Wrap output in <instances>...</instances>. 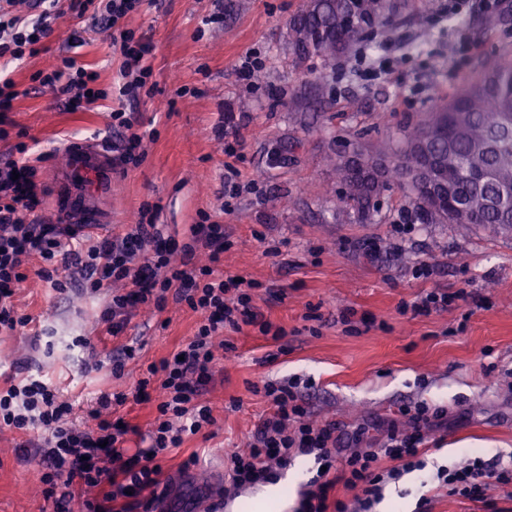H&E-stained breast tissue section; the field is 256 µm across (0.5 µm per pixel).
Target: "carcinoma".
Wrapping results in <instances>:
<instances>
[{"label": "carcinoma", "instance_id": "1", "mask_svg": "<svg viewBox=\"0 0 512 512\" xmlns=\"http://www.w3.org/2000/svg\"><path fill=\"white\" fill-rule=\"evenodd\" d=\"M393 11L386 0H306L289 22L295 62H320L313 77L314 92H329L336 60L359 44L391 29ZM365 154L393 158L379 177L359 175L345 155L332 159L343 186L340 200L367 216L374 201L390 183L405 181L427 224H477L512 232V56L487 63L481 72L451 95L434 101L419 121L404 130L402 145L387 143ZM431 165V189L449 186L454 205L438 210L429 190L407 180Z\"/></svg>", "mask_w": 512, "mask_h": 512}]
</instances>
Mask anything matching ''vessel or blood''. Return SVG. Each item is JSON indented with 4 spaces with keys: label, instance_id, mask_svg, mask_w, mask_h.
<instances>
[{
    "label": "vessel or blood",
    "instance_id": "b4317fda",
    "mask_svg": "<svg viewBox=\"0 0 512 512\" xmlns=\"http://www.w3.org/2000/svg\"><path fill=\"white\" fill-rule=\"evenodd\" d=\"M56 181L61 189L57 212L80 232L96 234L112 224L102 202L112 193V156L97 145L69 149Z\"/></svg>",
    "mask_w": 512,
    "mask_h": 512
}]
</instances>
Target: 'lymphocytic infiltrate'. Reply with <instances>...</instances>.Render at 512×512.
I'll return each instance as SVG.
<instances>
[{
    "label": "lymphocytic infiltrate",
    "mask_w": 512,
    "mask_h": 512,
    "mask_svg": "<svg viewBox=\"0 0 512 512\" xmlns=\"http://www.w3.org/2000/svg\"><path fill=\"white\" fill-rule=\"evenodd\" d=\"M140 3L38 0L40 12L33 20L0 11V57L25 62L37 54L39 42L48 35L50 18L64 10L79 16L89 12L111 30L112 46L121 58L120 78L109 95L120 103L136 100L153 76L144 63L150 47L123 28L122 22ZM34 79L41 86L55 88L70 111L94 108L107 95L97 87V72L69 56L37 71ZM109 117L112 130L122 139L112 157L113 169L142 161L145 134L134 114L120 106ZM15 151L16 158L0 165V329L14 331L31 323L30 315L18 313L15 295L27 278V266L34 262L39 265L38 276L56 292H66L68 285L77 282L87 292L107 293L103 320L111 335L122 331L137 307L161 310L171 300L198 313L200 322L196 333L179 347L177 357L149 366L147 377L138 380L130 397L137 402L154 395L159 398L158 414L145 431L149 439L145 451L126 456L127 435L142 431L101 416L102 410L123 405L129 397L100 394L91 411L98 423L83 428L73 421L72 403L60 398L53 383L28 369L0 386V429L39 431V438L23 443L22 448L45 466L43 494L56 512H68L76 489L83 487L95 495L83 500L81 512H163L164 455L181 447L186 437L206 433L214 424L212 409L201 397L213 379L216 339L225 329L238 331L245 325L260 326L277 340L285 331L273 328L255 305L254 281H241L221 270V257L232 246L223 225H192V242L183 247L177 265L172 262L173 249L154 224L131 225L91 246L65 241L52 226L32 222L30 215L37 205L35 160L28 145L16 144ZM200 252L208 254V264L196 263ZM298 385L294 378L254 387V394L265 399L268 410L250 438L248 453L231 458L225 500L235 499L247 486L275 480L278 470L301 455L313 457L318 471L309 480L297 512H348L344 502L330 498L340 482L358 489L356 512H371L382 500L386 482L413 471L422 472L423 484L438 483L449 495L479 504L481 512H499L488 490L512 487V461L472 454L465 463L426 473L420 458L421 431L444 423L447 412L443 407L423 401L403 406L399 413L407 418V429L391 428L376 447L346 454L337 446L335 423L310 421Z\"/></svg>",
    "instance_id": "lymphocytic-infiltrate-1"
}]
</instances>
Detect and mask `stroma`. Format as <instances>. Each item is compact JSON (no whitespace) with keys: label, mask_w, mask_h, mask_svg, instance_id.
I'll use <instances>...</instances> for the list:
<instances>
[{"label":"stroma","mask_w":512,"mask_h":512,"mask_svg":"<svg viewBox=\"0 0 512 512\" xmlns=\"http://www.w3.org/2000/svg\"><path fill=\"white\" fill-rule=\"evenodd\" d=\"M398 6L394 42L379 64L384 76L369 77L357 54L340 59L331 93L315 100L308 85L319 62L295 65L289 20L304 0H143L124 28L151 44L152 94L131 104L139 124L155 129L144 139V159L115 171L105 201L115 223L135 224L142 206L152 207L165 233L179 244L191 240L190 225L209 219L223 225L233 246L224 270L259 282V306L273 326L284 328L287 353L253 326L225 330L234 351L216 348L213 381L202 399L213 409L208 436L186 438L163 463L170 493L185 504L206 498L210 512H232L216 475L227 472L231 454L246 451L266 412L251 384L300 378L311 420L332 421L346 450L365 448L392 426L404 427L400 405L424 401L444 407L448 422L428 431L422 445L428 471L461 460L470 451L512 455V233L474 224H424L414 216L406 186L391 184L362 215L339 200L341 186L330 156L354 147L401 142L404 128L434 100L474 77L488 61L512 53V10L486 12L483 0H466L452 18L448 0L431 11L418 0ZM214 16L212 24L203 19ZM40 53L18 64L0 59V75L15 83L12 109L0 112V161L20 133L46 155L35 174L41 203L37 223L55 221V174L69 144L94 142L114 150L121 139L110 127L112 99L92 111H67L58 93L39 86L33 74L63 55L96 71L99 88L111 89L120 59L107 31L91 16L64 14L51 20ZM265 59L245 76L246 54ZM233 114L245 147L233 166L242 180H256L260 193L224 202V142L215 130ZM263 240H255L254 232ZM279 257H272V250ZM431 277L417 276L421 261ZM454 294L447 310L414 313L421 295ZM106 294L72 290L58 294L29 275L15 303L33 321L0 332V374L19 361L52 381L74 405L77 425L93 426L89 411L100 393L130 392L148 366L171 357L194 335L199 318L186 305L164 311L135 309L119 337L101 321ZM349 320H342L343 311ZM90 340L100 360L118 343L138 354L123 376L109 368L86 371L68 347ZM26 436L0 429V512H53L45 500L37 460L23 456ZM198 461L188 474L182 462ZM426 494L418 473L387 485L375 512H415Z\"/></svg>","instance_id":"1"}]
</instances>
